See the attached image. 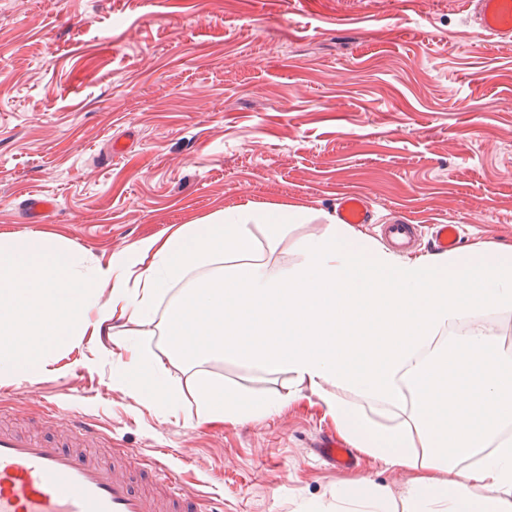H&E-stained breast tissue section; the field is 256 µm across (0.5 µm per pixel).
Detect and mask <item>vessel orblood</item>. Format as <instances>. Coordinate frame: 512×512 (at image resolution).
<instances>
[{
	"label": "vessel or blood",
	"instance_id": "obj_1",
	"mask_svg": "<svg viewBox=\"0 0 512 512\" xmlns=\"http://www.w3.org/2000/svg\"><path fill=\"white\" fill-rule=\"evenodd\" d=\"M467 6L480 32L512 39V0H467ZM335 215L341 224H368L374 208L364 193L347 192ZM464 233L460 224L430 227L434 248L444 252L458 247ZM381 234L400 251L416 241L412 224H385ZM41 424L40 435L0 426V512H201L199 494L176 483L162 460L133 448L104 458V435L81 420L70 421L64 441L54 434V413H43ZM312 451L341 472L358 466L353 449L331 433L319 434Z\"/></svg>",
	"mask_w": 512,
	"mask_h": 512
}]
</instances>
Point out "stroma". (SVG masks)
Instances as JSON below:
<instances>
[{"label": "stroma", "instance_id": "obj_1", "mask_svg": "<svg viewBox=\"0 0 512 512\" xmlns=\"http://www.w3.org/2000/svg\"><path fill=\"white\" fill-rule=\"evenodd\" d=\"M352 190L373 202L357 230L374 241L405 220L512 243V41L476 32L464 0H0V236L36 228L104 263L249 204L303 208L297 238ZM31 194L57 203L36 227ZM204 368L246 393L282 384ZM111 375L84 337L52 372L0 383V419L81 413L113 451L162 455L224 512H297L352 478L412 477L366 455L350 475L313 457L336 430L314 397L200 426L192 394L150 410Z\"/></svg>", "mask_w": 512, "mask_h": 512}]
</instances>
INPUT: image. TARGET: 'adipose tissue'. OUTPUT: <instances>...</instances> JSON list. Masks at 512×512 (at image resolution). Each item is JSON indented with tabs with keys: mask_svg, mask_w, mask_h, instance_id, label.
<instances>
[{
	"mask_svg": "<svg viewBox=\"0 0 512 512\" xmlns=\"http://www.w3.org/2000/svg\"><path fill=\"white\" fill-rule=\"evenodd\" d=\"M303 217L227 209L91 267L48 233L0 238V380L108 336L112 386L146 407L175 410L188 383L198 424H239L308 394L352 447L412 473L397 491L347 483L301 512H512V351L488 323L512 315V243L411 257L349 224L289 240ZM211 360L288 386L224 389L201 370ZM182 364L195 367L185 381L171 374Z\"/></svg>",
	"mask_w": 512,
	"mask_h": 512,
	"instance_id": "obj_1",
	"label": "adipose tissue"
}]
</instances>
